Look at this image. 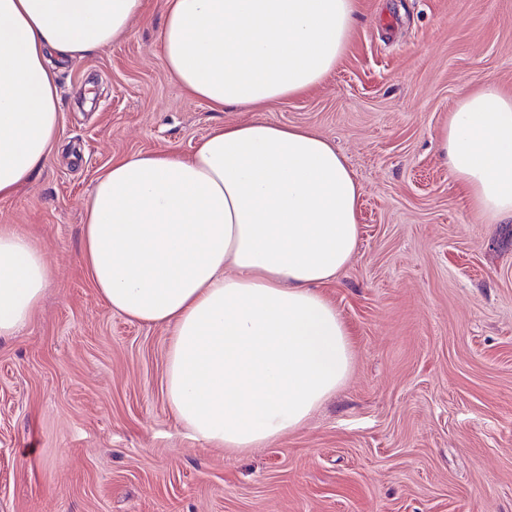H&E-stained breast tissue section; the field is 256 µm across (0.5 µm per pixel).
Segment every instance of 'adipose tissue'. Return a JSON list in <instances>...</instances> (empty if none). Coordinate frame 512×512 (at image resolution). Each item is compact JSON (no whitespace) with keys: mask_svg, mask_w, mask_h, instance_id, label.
Instances as JSON below:
<instances>
[{"mask_svg":"<svg viewBox=\"0 0 512 512\" xmlns=\"http://www.w3.org/2000/svg\"><path fill=\"white\" fill-rule=\"evenodd\" d=\"M143 0H0V199L46 164L59 62L125 36ZM357 0H164V60L216 111L297 97L343 55ZM449 171L490 224L512 221V90H467L440 132ZM361 189L320 135L261 117L185 157L113 161L85 208L82 262L103 300L173 330L166 394L195 439L244 452L301 428L348 379L352 345L320 291L352 258ZM53 279L32 237L0 224V338Z\"/></svg>","mask_w":512,"mask_h":512,"instance_id":"obj_1","label":"adipose tissue"}]
</instances>
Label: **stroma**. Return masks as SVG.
<instances>
[{
  "label": "stroma",
  "mask_w": 512,
  "mask_h": 512,
  "mask_svg": "<svg viewBox=\"0 0 512 512\" xmlns=\"http://www.w3.org/2000/svg\"><path fill=\"white\" fill-rule=\"evenodd\" d=\"M347 49L306 94L258 110L185 97L162 0L58 74L46 165L0 199L54 278L0 339V512H512V223L489 224L439 156L458 99L512 88V0H358ZM301 126L361 186L360 238L324 286L352 371L298 431L243 453L190 438L165 391L171 328L112 310L81 259L113 160L190 155L253 115Z\"/></svg>",
  "instance_id": "stroma-1"
}]
</instances>
